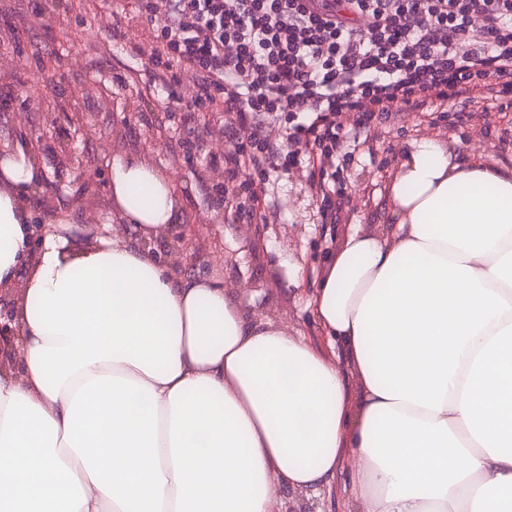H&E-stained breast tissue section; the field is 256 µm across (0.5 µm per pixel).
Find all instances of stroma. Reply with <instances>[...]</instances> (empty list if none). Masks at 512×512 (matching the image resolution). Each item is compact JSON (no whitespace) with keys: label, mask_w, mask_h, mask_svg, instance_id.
I'll return each mask as SVG.
<instances>
[{"label":"stroma","mask_w":512,"mask_h":512,"mask_svg":"<svg viewBox=\"0 0 512 512\" xmlns=\"http://www.w3.org/2000/svg\"><path fill=\"white\" fill-rule=\"evenodd\" d=\"M61 30L43 28L32 15L29 0H0V25L20 29L19 44L0 47V60L18 69L21 82L12 89V109L0 112V153L25 151L28 140L40 143L37 166L56 190L47 203L29 199V223L66 229L73 250L98 237L102 225H118L109 196L112 158L151 164L167 171L177 186L178 203L168 234L155 252L169 258L181 251V272L236 289L246 307L281 320L289 334L304 336L321 356L336 363L349 384L353 367L317 320L313 297L332 257L354 229H389L392 224L388 184L410 144L424 137L458 144L479 155L490 167H512V110L491 108L482 117L457 124L453 116L427 120L404 112L378 136L340 162L344 181L342 220L322 221L305 182L304 172L276 169L268 189L278 207L251 215V203L224 206L221 194L235 196L234 182H223L199 154H185V140L211 139L213 151L225 142L204 123L184 124L180 114L165 112L157 99L141 101L150 81L148 63L128 45L115 43L104 55L88 54L93 40L85 34L93 16L111 7V0H40ZM134 75L135 83L119 84ZM96 80L97 96L84 98L82 88ZM82 161L86 175L75 180L71 156ZM353 476L350 458H342L333 477L318 489L287 485L278 491L281 512H352L348 498Z\"/></svg>","instance_id":"stroma-1"}]
</instances>
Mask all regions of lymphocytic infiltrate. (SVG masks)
<instances>
[{"label":"lymphocytic infiltrate","mask_w":512,"mask_h":512,"mask_svg":"<svg viewBox=\"0 0 512 512\" xmlns=\"http://www.w3.org/2000/svg\"><path fill=\"white\" fill-rule=\"evenodd\" d=\"M95 22L110 43L138 34L167 111L216 122L227 142L185 151L228 178L307 165L326 219L341 207L336 160L362 133L451 103L512 109V0H112ZM185 77L188 98L171 91Z\"/></svg>","instance_id":"lymphocytic-infiltrate-1"}]
</instances>
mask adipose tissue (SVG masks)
<instances>
[{"instance_id":"adipose-tissue-1","label":"adipose tissue","mask_w":512,"mask_h":512,"mask_svg":"<svg viewBox=\"0 0 512 512\" xmlns=\"http://www.w3.org/2000/svg\"><path fill=\"white\" fill-rule=\"evenodd\" d=\"M42 174L0 159V284L20 374L0 372V512H276L357 460L362 512H512V169L423 139L390 181L394 225L357 230L313 298L360 380L248 313L237 294L143 250L170 179L113 159L137 229L30 254L21 198Z\"/></svg>"}]
</instances>
